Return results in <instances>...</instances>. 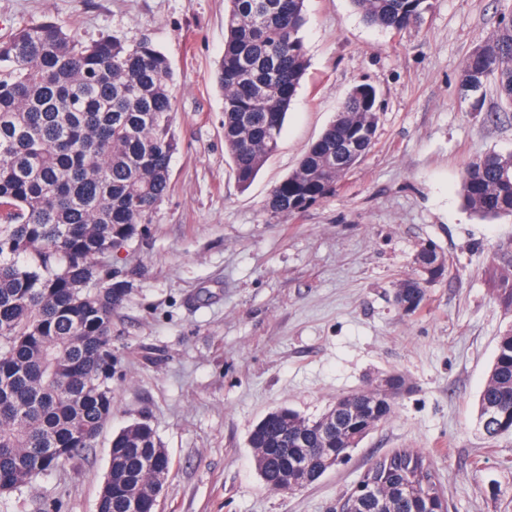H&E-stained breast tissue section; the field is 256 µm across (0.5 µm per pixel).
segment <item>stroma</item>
<instances>
[{
	"instance_id": "obj_1",
	"label": "stroma",
	"mask_w": 512,
	"mask_h": 512,
	"mask_svg": "<svg viewBox=\"0 0 512 512\" xmlns=\"http://www.w3.org/2000/svg\"><path fill=\"white\" fill-rule=\"evenodd\" d=\"M225 0H0V35L52 19L80 40L147 39L169 60L175 100L170 190L151 224L102 260L128 294L112 315V419L94 448L0 498V512H97L113 433L155 430L171 461L155 512H335L377 456L430 453L449 512H512V435L477 428L479 394L512 324L489 269L512 217L466 209L467 163L512 153V110L462 85L473 49L512 0H432L417 25H366L350 0H305L309 68L278 148L248 189L224 149ZM372 85L374 145L334 194L270 216L348 92ZM446 259L424 308L394 303L424 246ZM409 388L347 460L293 493L269 490L248 445L269 411L320 416L381 374Z\"/></svg>"
}]
</instances>
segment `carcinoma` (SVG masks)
<instances>
[{"label":"carcinoma","instance_id":"carcinoma-1","mask_svg":"<svg viewBox=\"0 0 512 512\" xmlns=\"http://www.w3.org/2000/svg\"><path fill=\"white\" fill-rule=\"evenodd\" d=\"M216 82L224 96V148L240 187L276 151L288 105L308 66L304 0H228ZM363 21L400 31L431 0H351ZM512 108V22L467 58L462 83L488 79ZM173 71L151 41L84 43L51 19L0 38V497L95 446L112 418V315L128 289L100 276V259L152 221L170 187ZM377 94L352 88L335 119L295 170L269 191L270 215L299 212L336 191L374 145ZM464 205L484 218L512 216V153L473 158ZM418 275L395 292L406 316L423 307L446 260L420 251ZM496 300L512 309V241L491 267ZM336 398L307 418L268 412L250 430L259 475L293 493L340 464L394 412L401 373ZM477 420L495 438L512 433V325L478 400ZM97 512H154L170 460L153 428L135 421L112 435ZM345 512H448L433 457L393 448L343 496Z\"/></svg>","mask_w":512,"mask_h":512}]
</instances>
